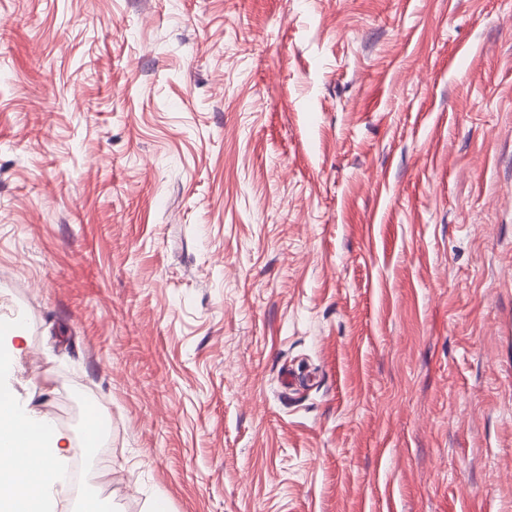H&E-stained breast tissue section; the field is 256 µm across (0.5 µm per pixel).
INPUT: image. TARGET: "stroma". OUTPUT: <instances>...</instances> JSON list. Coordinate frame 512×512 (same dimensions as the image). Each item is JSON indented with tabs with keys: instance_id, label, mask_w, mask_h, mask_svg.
<instances>
[{
	"instance_id": "35a3bbf8",
	"label": "stroma",
	"mask_w": 512,
	"mask_h": 512,
	"mask_svg": "<svg viewBox=\"0 0 512 512\" xmlns=\"http://www.w3.org/2000/svg\"><path fill=\"white\" fill-rule=\"evenodd\" d=\"M0 392L49 512H512V0H0Z\"/></svg>"
}]
</instances>
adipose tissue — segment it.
<instances>
[{
    "label": "adipose tissue",
    "instance_id": "adipose-tissue-1",
    "mask_svg": "<svg viewBox=\"0 0 512 512\" xmlns=\"http://www.w3.org/2000/svg\"><path fill=\"white\" fill-rule=\"evenodd\" d=\"M60 441L49 420L21 417L12 399L0 396V512H45L62 481Z\"/></svg>",
    "mask_w": 512,
    "mask_h": 512
}]
</instances>
